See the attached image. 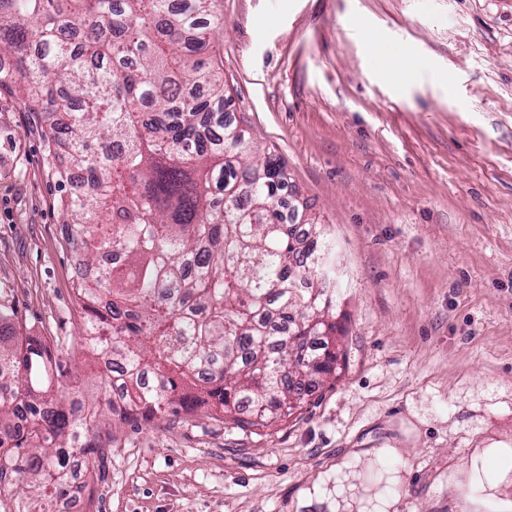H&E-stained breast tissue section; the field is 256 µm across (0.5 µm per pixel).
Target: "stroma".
I'll return each mask as SVG.
<instances>
[{
	"mask_svg": "<svg viewBox=\"0 0 512 512\" xmlns=\"http://www.w3.org/2000/svg\"><path fill=\"white\" fill-rule=\"evenodd\" d=\"M216 10L231 112L329 230L342 369L261 430L200 412L113 427L77 512H361L380 448L400 459L395 512H460L452 478L470 454L512 448V0ZM368 31L419 69L381 70ZM58 123L0 89V309L87 391L66 163L45 142Z\"/></svg>",
	"mask_w": 512,
	"mask_h": 512,
	"instance_id": "1",
	"label": "stroma"
}]
</instances>
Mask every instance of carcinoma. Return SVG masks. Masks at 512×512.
Returning a JSON list of instances; mask_svg holds the SVG:
<instances>
[{
	"instance_id": "carcinoma-1",
	"label": "carcinoma",
	"mask_w": 512,
	"mask_h": 512,
	"mask_svg": "<svg viewBox=\"0 0 512 512\" xmlns=\"http://www.w3.org/2000/svg\"><path fill=\"white\" fill-rule=\"evenodd\" d=\"M215 2L0 0V58L12 60L0 87L63 114L71 163L88 174L58 178L93 270L76 286L77 346L101 365L100 394L76 397L51 348L0 310V483H32L24 512L70 495L118 423L206 409L261 429L336 371L333 249L314 225L297 233L285 166L228 110ZM112 252L124 267L100 263Z\"/></svg>"
}]
</instances>
